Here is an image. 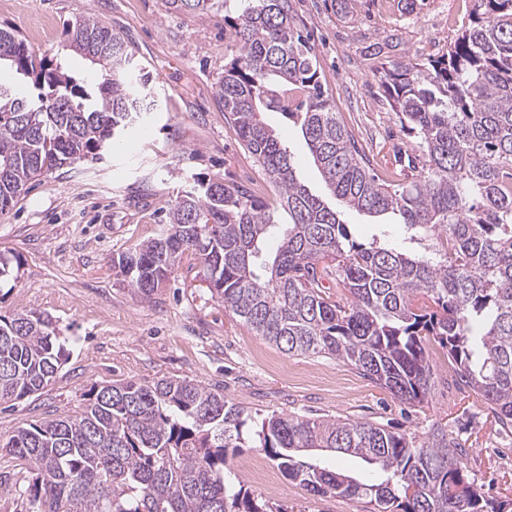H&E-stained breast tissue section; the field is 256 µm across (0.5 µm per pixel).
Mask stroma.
<instances>
[{
    "label": "stroma",
    "instance_id": "1",
    "mask_svg": "<svg viewBox=\"0 0 512 512\" xmlns=\"http://www.w3.org/2000/svg\"><path fill=\"white\" fill-rule=\"evenodd\" d=\"M403 4L356 0L343 17L336 0H293L345 126L378 172L408 183L420 175L408 162L416 139L391 111L376 69L447 51L473 0H418L410 13ZM236 7L235 0L221 12L174 11L163 0H0V29L19 34L40 56L60 53L68 23L97 18L131 43L156 102L148 133L130 130L101 159L54 170L0 217V259L13 271L0 283V313L50 314L67 353L52 385L0 405V436L49 416L75 415L96 385L180 377L263 416L368 421L410 437L442 427L465 447L464 470L486 497L512 498V434L496 431L485 405L452 383L441 349H429L435 387L427 401L402 403L351 365L285 355L225 311L187 268L147 300L118 280L113 256L154 237L165 208L195 177L250 191L265 179L225 124L217 94L216 79L236 51L224 35V16ZM265 119L288 146L300 180L325 194L299 127L276 112ZM253 464L269 481H254ZM228 466L234 488L287 512L373 510L363 499L313 495L260 448L238 449Z\"/></svg>",
    "mask_w": 512,
    "mask_h": 512
}]
</instances>
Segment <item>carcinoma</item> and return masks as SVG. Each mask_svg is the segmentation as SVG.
<instances>
[{"mask_svg": "<svg viewBox=\"0 0 512 512\" xmlns=\"http://www.w3.org/2000/svg\"><path fill=\"white\" fill-rule=\"evenodd\" d=\"M224 19L238 53L217 78L224 120L279 195L288 223L247 190L198 180L169 206L153 238L112 258L141 297L183 263L239 322L288 355L331 357L403 403L435 386L427 347L448 354L457 385L512 433V0H474L468 24L441 58L377 71L402 126L418 135V180L380 177L360 152L320 79L314 45L292 0H239ZM194 12L224 0H166ZM67 51L101 70L86 88L61 58L33 53L0 30V65L29 80L0 83V214L30 185L118 143L151 110L150 75L112 30L91 16L66 29ZM300 127L331 196L374 219L392 217L433 239L412 255L374 238L359 243L296 174L262 114ZM326 281L350 294L333 300ZM65 361L52 318L0 314V403L36 394ZM252 418L219 390L180 378L95 386L77 414L21 426L0 441L28 466V512H269L232 490L227 449L252 442L320 495L366 499L374 512H512L464 473V449L436 427L419 440L380 424L273 414ZM317 452L374 467L356 478L304 461Z\"/></svg>", "mask_w": 512, "mask_h": 512, "instance_id": "obj_1", "label": "carcinoma"}]
</instances>
